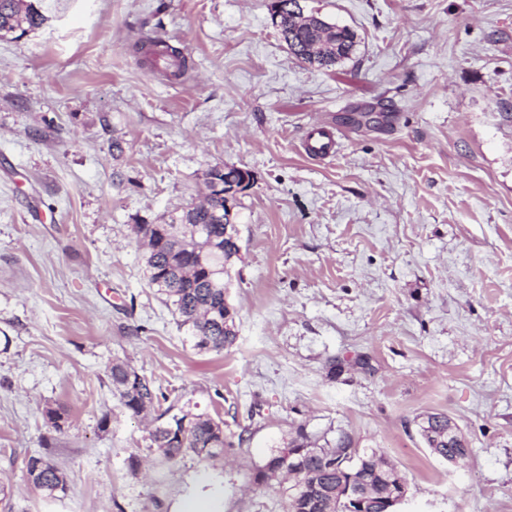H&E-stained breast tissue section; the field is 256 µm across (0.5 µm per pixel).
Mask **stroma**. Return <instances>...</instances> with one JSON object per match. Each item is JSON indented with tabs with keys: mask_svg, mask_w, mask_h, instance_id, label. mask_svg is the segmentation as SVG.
<instances>
[{
	"mask_svg": "<svg viewBox=\"0 0 512 512\" xmlns=\"http://www.w3.org/2000/svg\"><path fill=\"white\" fill-rule=\"evenodd\" d=\"M270 2L39 0L40 28L0 37V512H282L252 472L301 432L390 461L398 512H512V0H299L356 35L329 68L289 52ZM144 37L191 68L144 66ZM380 99L383 122H346ZM316 121L338 136L324 159L301 148ZM224 165L252 175L238 337L201 352L133 227ZM116 359L244 443L165 462L112 393ZM427 413L463 462L427 448ZM44 452L55 499L25 477ZM163 45L162 53L166 56L167 62H165L164 70L169 76L180 77L189 69V60L186 55L182 52L180 48L169 46L166 44H161V42L150 41L148 44L146 42H139L136 45L137 52L143 54L146 57V61L152 65L156 66L153 55L148 54L146 52V48L149 46H159ZM427 428L424 430L425 433H421L428 448L436 456L448 457L445 461L448 463L456 464L458 456V462L463 461L468 454L467 451H459L458 455L448 454V435L443 436V432L447 429L448 434L454 439L459 448L466 447L464 440L456 431L455 426L449 421L448 416L442 414H429L427 416ZM27 484L44 498L54 499L65 494L67 479L65 473L46 456L32 455L26 463Z\"/></svg>",
	"mask_w": 512,
	"mask_h": 512,
	"instance_id": "stroma-1",
	"label": "stroma"
}]
</instances>
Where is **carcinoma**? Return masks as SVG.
I'll return each mask as SVG.
<instances>
[{"mask_svg": "<svg viewBox=\"0 0 512 512\" xmlns=\"http://www.w3.org/2000/svg\"><path fill=\"white\" fill-rule=\"evenodd\" d=\"M271 18L288 49L301 60L331 67L349 57L355 48V34L316 16L304 17L299 0H272ZM45 21L41 10L30 0H0V33H10L25 23L40 27ZM165 72L182 76L189 60L181 49L163 45ZM242 169L214 168L211 182L220 186L228 178L243 180ZM136 237L148 248L146 271L149 284L159 288L175 307L182 324L194 331L195 347L201 351H220L232 346L238 336L237 309L226 295L228 265L239 248L232 236L225 234L224 205L193 206L165 224H138ZM112 390L122 406L133 416L156 413L148 432L151 447L168 462L192 454L200 459L224 455L234 443L224 435V421L206 412L193 413L171 404L162 407L168 397L127 363L116 360L107 372ZM423 438L433 454L448 456V416L430 414ZM301 441L289 447L299 450L294 456L295 476L279 473L284 458L282 449L272 452L256 468L252 481L265 486L276 480L288 481L284 489L283 512H349V506L336 497V488L349 474L361 478L368 496L358 512H390L391 495L397 489L400 474L376 453H358L345 441L334 448H310ZM27 484L47 499L66 493L65 473L46 456L32 455L26 463Z\"/></svg>", "mask_w": 512, "mask_h": 512, "instance_id": "obj_1", "label": "carcinoma"}]
</instances>
